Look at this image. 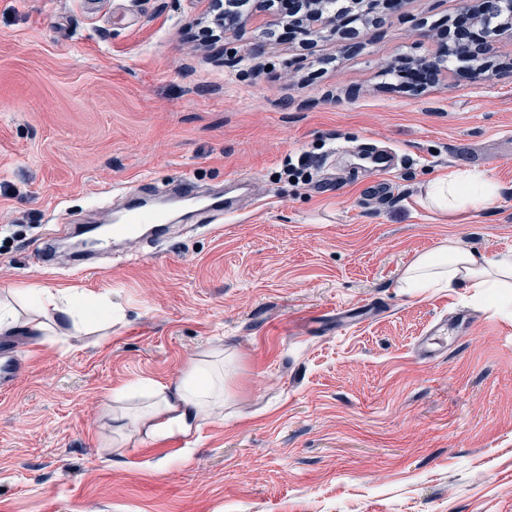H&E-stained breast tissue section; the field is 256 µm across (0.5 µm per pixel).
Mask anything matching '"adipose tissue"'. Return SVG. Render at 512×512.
Returning a JSON list of instances; mask_svg holds the SVG:
<instances>
[{
    "mask_svg": "<svg viewBox=\"0 0 512 512\" xmlns=\"http://www.w3.org/2000/svg\"><path fill=\"white\" fill-rule=\"evenodd\" d=\"M500 192L499 184L488 172L454 168L429 180L418 203L453 221L494 203ZM398 286L410 294L427 288H471L490 294L497 307L506 308L512 306V251L489 258L463 249L448 238L435 249L416 255L404 268ZM16 296L37 315L53 312L58 320L76 329L112 321L111 303L91 308L66 289L29 286L17 290ZM37 315L23 319L13 308L0 307V335L22 331L31 336H49L51 326L38 320ZM222 361L221 353H207L172 385L149 379L138 381V388L148 390L149 400L134 409L113 411V446H120L131 431L149 439L192 434L202 420L224 407Z\"/></svg>",
    "mask_w": 512,
    "mask_h": 512,
    "instance_id": "1",
    "label": "adipose tissue"
}]
</instances>
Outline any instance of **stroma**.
Segmentation results:
<instances>
[{"label": "stroma", "mask_w": 512, "mask_h": 512, "mask_svg": "<svg viewBox=\"0 0 512 512\" xmlns=\"http://www.w3.org/2000/svg\"><path fill=\"white\" fill-rule=\"evenodd\" d=\"M463 5L378 7L344 53L247 0L229 55L198 22L205 0H0V298L34 284L112 300L97 332L0 335L25 358L0 388V512H512V311L398 286L448 238L512 251V36L488 81L398 75ZM376 150L399 158L382 201L363 191ZM451 167L488 171L497 202L453 224L419 206ZM234 176L255 191L227 221L176 202L143 259H34L121 188ZM365 305L374 316L338 322ZM216 347L223 413L107 447L117 394Z\"/></svg>", "instance_id": "obj_1"}]
</instances>
